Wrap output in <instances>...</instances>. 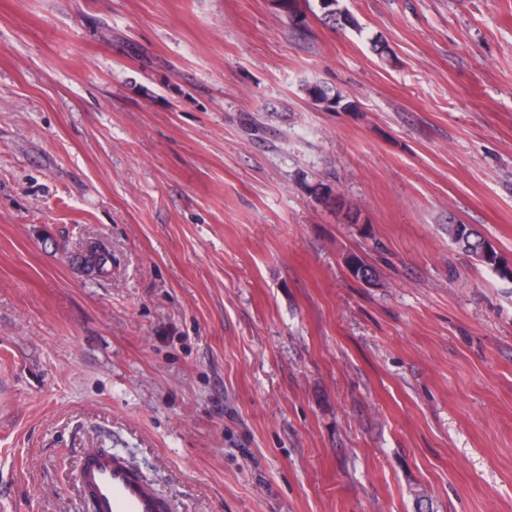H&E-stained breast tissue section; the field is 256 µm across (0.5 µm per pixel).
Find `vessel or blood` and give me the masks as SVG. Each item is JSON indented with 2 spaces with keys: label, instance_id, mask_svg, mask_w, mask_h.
<instances>
[{
  "label": "vessel or blood",
  "instance_id": "obj_1",
  "mask_svg": "<svg viewBox=\"0 0 512 512\" xmlns=\"http://www.w3.org/2000/svg\"><path fill=\"white\" fill-rule=\"evenodd\" d=\"M78 484L94 512H167L168 504L151 483L110 450L84 452Z\"/></svg>",
  "mask_w": 512,
  "mask_h": 512
}]
</instances>
